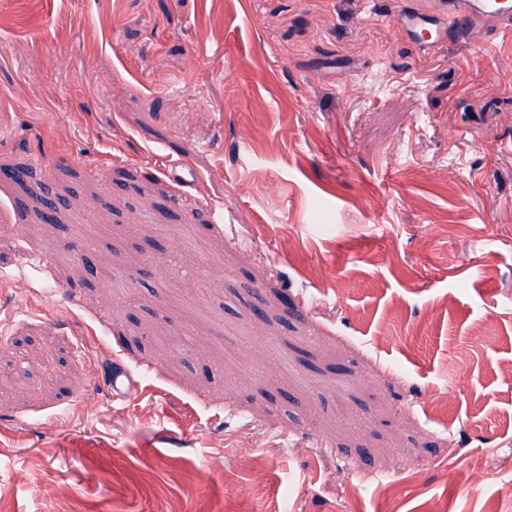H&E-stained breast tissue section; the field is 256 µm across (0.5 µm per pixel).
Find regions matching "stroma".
Listing matches in <instances>:
<instances>
[{"label":"stroma","instance_id":"stroma-1","mask_svg":"<svg viewBox=\"0 0 512 512\" xmlns=\"http://www.w3.org/2000/svg\"><path fill=\"white\" fill-rule=\"evenodd\" d=\"M453 2L0 0V512H512V20L392 23Z\"/></svg>","mask_w":512,"mask_h":512}]
</instances>
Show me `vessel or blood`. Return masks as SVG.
<instances>
[{
  "label": "vessel or blood",
  "mask_w": 512,
  "mask_h": 512,
  "mask_svg": "<svg viewBox=\"0 0 512 512\" xmlns=\"http://www.w3.org/2000/svg\"><path fill=\"white\" fill-rule=\"evenodd\" d=\"M512 14V0H483L479 9H471L467 0H460L457 13L440 17L416 13L400 14L394 19L397 29L408 37H420L429 32L434 38L446 35L448 29L464 28L487 17H500Z\"/></svg>",
  "instance_id": "obj_1"
}]
</instances>
